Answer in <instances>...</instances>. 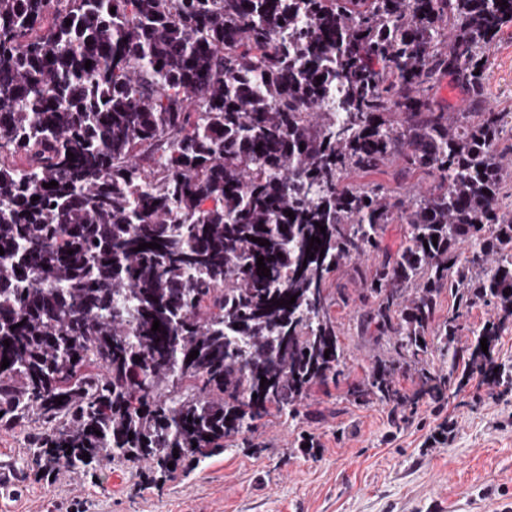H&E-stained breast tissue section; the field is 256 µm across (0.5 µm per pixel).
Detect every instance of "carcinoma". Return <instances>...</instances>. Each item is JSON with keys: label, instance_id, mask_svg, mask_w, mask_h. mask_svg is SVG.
<instances>
[{"label": "carcinoma", "instance_id": "obj_1", "mask_svg": "<svg viewBox=\"0 0 512 512\" xmlns=\"http://www.w3.org/2000/svg\"><path fill=\"white\" fill-rule=\"evenodd\" d=\"M511 23L512 0H0V423L41 427V471L166 476L301 419L348 360L332 307L351 296L329 278L395 222L404 242L359 270L356 317L389 352L348 396L403 405L402 366L442 396L437 350L450 376L463 356L504 372L512 113L484 80ZM445 75L475 111L434 104ZM393 160L437 185L405 201L347 183ZM478 301L503 316L463 351Z\"/></svg>", "mask_w": 512, "mask_h": 512}]
</instances>
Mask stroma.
Instances as JSON below:
<instances>
[{"mask_svg": "<svg viewBox=\"0 0 512 512\" xmlns=\"http://www.w3.org/2000/svg\"><path fill=\"white\" fill-rule=\"evenodd\" d=\"M485 97L512 113V27L490 57ZM353 301L334 307L348 368L339 385L313 387L306 417L260 421L249 448H235L166 478L146 465L104 464L96 474L38 473L27 431L0 426V512H497L512 502V383L488 395L482 374L451 383L443 401L401 409L347 397L377 345L358 335L356 267L330 279ZM314 445L302 447L304 437Z\"/></svg>", "mask_w": 512, "mask_h": 512, "instance_id": "stroma-1", "label": "stroma"}]
</instances>
